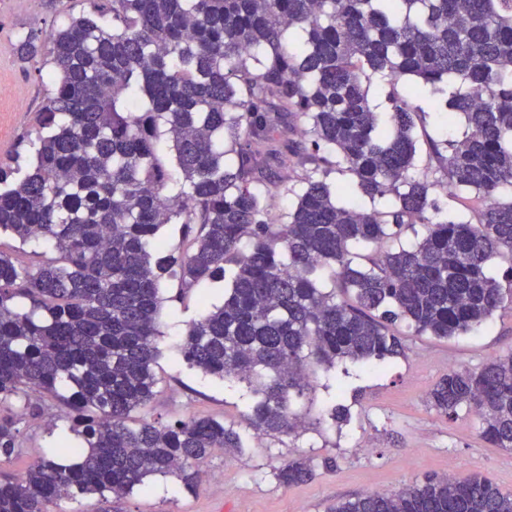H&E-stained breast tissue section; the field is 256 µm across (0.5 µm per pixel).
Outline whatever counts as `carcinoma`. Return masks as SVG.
<instances>
[{"label": "carcinoma", "mask_w": 512, "mask_h": 512, "mask_svg": "<svg viewBox=\"0 0 512 512\" xmlns=\"http://www.w3.org/2000/svg\"><path fill=\"white\" fill-rule=\"evenodd\" d=\"M83 2L49 41L11 42L35 71L51 65L53 89L19 138L25 166L0 165V235L54 253L30 266L0 251V458L20 452L18 425L47 398L80 443L22 476L0 472V512L106 502L151 476L191 489L213 450L247 447L210 416L130 423L155 395L164 279L182 291L228 280L180 351L203 375L247 385L263 435L308 424L291 398L317 370L402 355L399 323L447 338L502 308L486 264L512 258V197H499L512 189V0ZM375 75L409 79L389 112L371 106ZM424 87L466 131L430 140L416 172ZM336 171L350 181L330 182ZM438 186L480 199L477 221H432ZM285 194L291 209L272 213ZM413 224L425 226L413 246L382 250ZM355 248L366 266H352ZM428 402L468 409L492 447L512 450V352L448 371ZM313 475L296 459L276 478ZM331 512H512V495L444 476Z\"/></svg>", "instance_id": "1"}]
</instances>
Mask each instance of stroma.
<instances>
[{
	"label": "stroma",
	"mask_w": 512,
	"mask_h": 512,
	"mask_svg": "<svg viewBox=\"0 0 512 512\" xmlns=\"http://www.w3.org/2000/svg\"><path fill=\"white\" fill-rule=\"evenodd\" d=\"M66 21V15L44 12L40 0H0V81L13 90L0 101V162L13 153L20 134L33 128L51 91L35 72L22 68L10 43L28 31L47 37ZM161 295L156 395L133 412V420L167 423L211 415L249 433L251 394L246 384L209 379L190 369L178 351L204 303L221 302L223 282L186 291L169 283L162 285ZM403 343V356L366 365L349 362L316 373L312 392L294 405L313 419L333 404L349 405L352 417L346 425L326 423L288 435H264L242 453L214 450L200 462L201 480L190 491L174 477L158 476L111 505L89 495L62 502L54 512H330L336 502L420 485L450 470L462 478L489 476L511 494L512 450L491 447L474 414L464 409L450 417L440 414L428 405L427 396L448 371H476L491 357L512 352V302L469 334L446 339L408 330ZM68 427L54 408L26 417L20 424L22 451L1 459L0 469L23 473L52 451L57 435ZM295 458L311 460L314 478L280 485L276 471Z\"/></svg>",
	"instance_id": "obj_1"
}]
</instances>
